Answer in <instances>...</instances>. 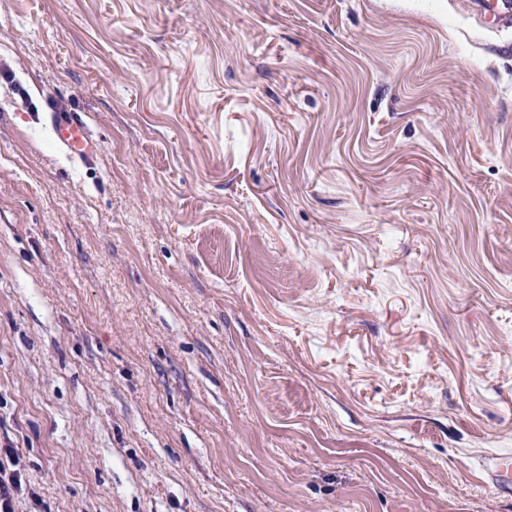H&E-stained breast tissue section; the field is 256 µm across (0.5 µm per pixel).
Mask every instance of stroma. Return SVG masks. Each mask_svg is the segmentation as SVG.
Wrapping results in <instances>:
<instances>
[{
  "label": "stroma",
  "instance_id": "stroma-1",
  "mask_svg": "<svg viewBox=\"0 0 512 512\" xmlns=\"http://www.w3.org/2000/svg\"><path fill=\"white\" fill-rule=\"evenodd\" d=\"M474 3L0 0L17 512H512L477 468L512 453V33ZM51 127L57 143L71 158L82 159L92 151L93 144L82 123L54 120Z\"/></svg>",
  "mask_w": 512,
  "mask_h": 512
}]
</instances>
